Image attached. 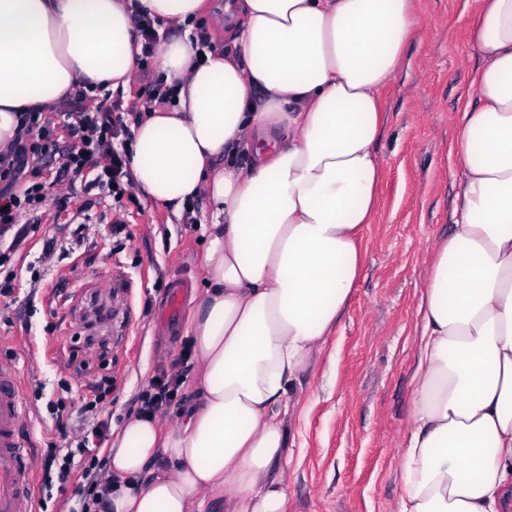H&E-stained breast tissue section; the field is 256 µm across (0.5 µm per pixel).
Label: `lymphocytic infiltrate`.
I'll return each mask as SVG.
<instances>
[{
	"instance_id": "lymphocytic-infiltrate-1",
	"label": "lymphocytic infiltrate",
	"mask_w": 512,
	"mask_h": 512,
	"mask_svg": "<svg viewBox=\"0 0 512 512\" xmlns=\"http://www.w3.org/2000/svg\"><path fill=\"white\" fill-rule=\"evenodd\" d=\"M87 99L85 87H74L65 98L66 110L58 128L43 120L41 113H24L15 145L0 152V233L41 204L44 185L35 179L37 168L55 153L62 154L63 168L71 178L92 177L94 184L107 191L113 207H123L132 185L129 156L115 141L129 133L126 111L121 101L107 95L91 109L86 106ZM183 383L180 377L148 381L139 394L141 413L152 417L180 405ZM107 426V421H97L84 430L76 447L55 449L53 457L59 465L54 470L44 469L40 500L51 498L54 486H66L76 478L85 480L88 494L78 499L71 512H93L103 502L110 485L99 477L90 446L106 434Z\"/></svg>"
}]
</instances>
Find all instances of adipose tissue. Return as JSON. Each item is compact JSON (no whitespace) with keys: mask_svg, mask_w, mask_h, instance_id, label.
<instances>
[{"mask_svg":"<svg viewBox=\"0 0 512 512\" xmlns=\"http://www.w3.org/2000/svg\"><path fill=\"white\" fill-rule=\"evenodd\" d=\"M206 0H0V151L22 113L74 85L128 88L136 15L193 21ZM414 0H236L222 45H158L174 107L131 126L133 186L210 209L208 286L187 333L191 399L172 424L112 432L107 512H286L292 384L363 271L383 179L380 93L401 70ZM476 104L459 115L461 208L426 269L399 512H512V0H480ZM250 156L248 165L238 156Z\"/></svg>","mask_w":512,"mask_h":512,"instance_id":"ef3b65f1","label":"adipose tissue"}]
</instances>
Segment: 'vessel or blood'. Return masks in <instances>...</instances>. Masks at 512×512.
I'll use <instances>...</instances> for the list:
<instances>
[{"label":"vessel or blood","instance_id":"vessel-or-blood-1","mask_svg":"<svg viewBox=\"0 0 512 512\" xmlns=\"http://www.w3.org/2000/svg\"><path fill=\"white\" fill-rule=\"evenodd\" d=\"M27 416L17 364L0 363V512H35L31 488L36 477L34 452L21 437Z\"/></svg>","mask_w":512,"mask_h":512}]
</instances>
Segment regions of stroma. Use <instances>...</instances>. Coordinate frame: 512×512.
<instances>
[{"label": "stroma", "mask_w": 512, "mask_h": 512, "mask_svg": "<svg viewBox=\"0 0 512 512\" xmlns=\"http://www.w3.org/2000/svg\"><path fill=\"white\" fill-rule=\"evenodd\" d=\"M415 4L409 65L382 93L384 180L377 219L363 232V275L289 395L293 460L271 472L288 489V512H398L417 309L428 261L459 205L458 116L477 101L470 72L480 63L469 42L478 0ZM61 165L58 156L43 165L45 201L37 218L21 219L22 243L0 237L10 247L0 272L18 280L12 296L0 297V361L19 366L29 408L20 432L40 460L76 442L86 403L115 426L136 415L143 385L172 372L189 344L158 320L167 289L180 281L198 296L206 278L203 201L176 215L137 193L116 212L96 186L61 175ZM62 194L72 198L65 212L56 206ZM116 272L128 281L119 306L109 290ZM89 336L103 345H86Z\"/></svg>", "instance_id": "stroma-1"}]
</instances>
